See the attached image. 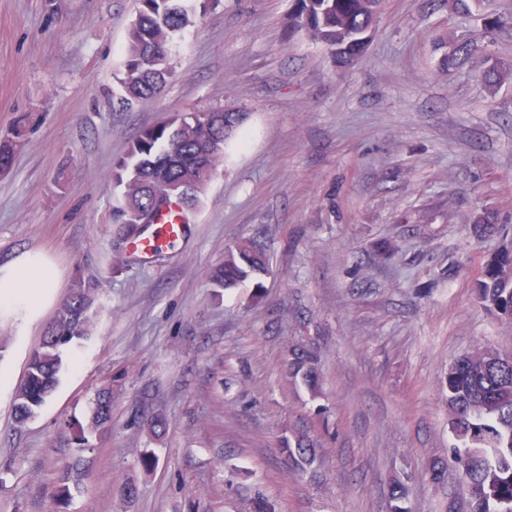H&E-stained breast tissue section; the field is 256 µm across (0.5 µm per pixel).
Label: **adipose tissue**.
I'll return each instance as SVG.
<instances>
[{"instance_id": "1", "label": "adipose tissue", "mask_w": 512, "mask_h": 512, "mask_svg": "<svg viewBox=\"0 0 512 512\" xmlns=\"http://www.w3.org/2000/svg\"><path fill=\"white\" fill-rule=\"evenodd\" d=\"M42 254H23L0 269V309L16 311L37 323L58 286V277Z\"/></svg>"}]
</instances>
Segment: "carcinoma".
<instances>
[{
    "instance_id": "1",
    "label": "carcinoma",
    "mask_w": 512,
    "mask_h": 512,
    "mask_svg": "<svg viewBox=\"0 0 512 512\" xmlns=\"http://www.w3.org/2000/svg\"><path fill=\"white\" fill-rule=\"evenodd\" d=\"M208 0H140L128 34L123 95L118 104L160 93L172 73L174 40L190 23V16ZM383 0H295L294 25L322 43L341 66L353 64L372 38ZM481 32L441 54L440 69L448 72L467 62L490 34L512 28V12L479 14ZM512 76V64L495 59L481 72L483 82L496 87ZM246 114L234 110L197 109L176 112L160 127H148L132 141L125 158L112 170V182L122 188V205L114 215L118 234L138 239L146 216L176 206L197 208L201 195L216 174L226 144L236 136ZM475 235L499 232V215L485 208L473 216ZM269 259L252 239H243L224 253V264L210 275L212 284L231 290L268 272ZM478 302L498 317L512 321V242L487 262L475 284ZM96 315L94 299L81 287L60 306L32 353L25 380L13 399L18 428L35 417L59 382L65 350L88 338ZM288 377L311 393L319 388V355L308 343L287 351ZM448 427L453 436L449 451L459 482L469 495V512H512V355L484 346L459 357L448 367L446 379ZM112 388L101 389L91 411L88 431L75 436L77 447L93 451L90 438H103L111 429ZM314 440L297 433L288 445L289 456L303 468L312 462ZM408 490L395 483L390 512H407Z\"/></svg>"
}]
</instances>
